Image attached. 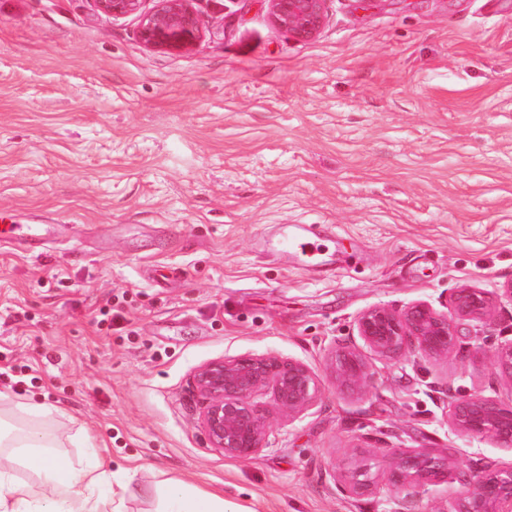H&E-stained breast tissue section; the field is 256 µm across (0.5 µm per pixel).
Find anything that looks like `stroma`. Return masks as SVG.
<instances>
[{
  "label": "stroma",
  "instance_id": "stroma-1",
  "mask_svg": "<svg viewBox=\"0 0 512 512\" xmlns=\"http://www.w3.org/2000/svg\"><path fill=\"white\" fill-rule=\"evenodd\" d=\"M193 7L200 38L169 51L92 0H0V216L50 228L0 244V420L58 435L74 465L105 458L124 512H159L169 478L234 512H396L395 448L453 456L412 491L446 512L474 472L512 467L450 426L445 394L512 401L492 368L512 343V0H326L308 41L267 0ZM284 224L315 225L334 265L267 252ZM453 288L492 314L459 322L449 356L359 338L367 309L448 314ZM111 305L126 319L105 334ZM339 343L369 361L364 388L337 382ZM243 354L306 363L320 396L295 418L258 396L269 445L235 460L191 380ZM363 466L376 491L340 494Z\"/></svg>",
  "mask_w": 512,
  "mask_h": 512
}]
</instances>
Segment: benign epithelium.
Wrapping results in <instances>:
<instances>
[{"label": "benign epithelium", "instance_id": "1", "mask_svg": "<svg viewBox=\"0 0 512 512\" xmlns=\"http://www.w3.org/2000/svg\"><path fill=\"white\" fill-rule=\"evenodd\" d=\"M143 0H93L97 11L111 16L140 14L139 37L151 49L182 51L201 35L193 0H153L141 11ZM273 22L301 41L313 39L323 26L326 0H269ZM453 316L427 302H415L397 311L374 307L357 320L358 336L376 355L395 358L410 342L429 356H443L456 347V323L484 322L490 305L486 295L473 288H455L450 294ZM336 379L359 387L371 366L354 348L340 345L333 352ZM494 367L512 378V344L494 354ZM204 400L202 425L210 447L232 459L247 460L266 447L269 425L255 402L257 394L270 390L275 405L290 416L306 411L316 400L319 387L312 369L297 360L245 354L217 360L199 368L193 376ZM450 423L472 437H487L504 448L512 447V405L492 397L448 396ZM448 454L430 450H393L388 481L393 485L425 486L443 478L454 467ZM375 479L367 469L338 480L347 497L371 492ZM448 512H512V468H484L472 475V489L455 501Z\"/></svg>", "mask_w": 512, "mask_h": 512}]
</instances>
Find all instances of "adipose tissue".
I'll list each match as a JSON object with an SVG mask.
<instances>
[{"instance_id":"1","label":"adipose tissue","mask_w":512,"mask_h":512,"mask_svg":"<svg viewBox=\"0 0 512 512\" xmlns=\"http://www.w3.org/2000/svg\"><path fill=\"white\" fill-rule=\"evenodd\" d=\"M0 445L9 449L8 454H0V512H110L123 498L119 490L109 491L104 498L93 493L103 461H96L91 471L75 468L54 456L53 441L44 433L31 430L11 435L0 429ZM18 462L41 475L38 501H28L15 482L12 470ZM162 493L164 512H228L223 497L182 481L168 482Z\"/></svg>"}]
</instances>
